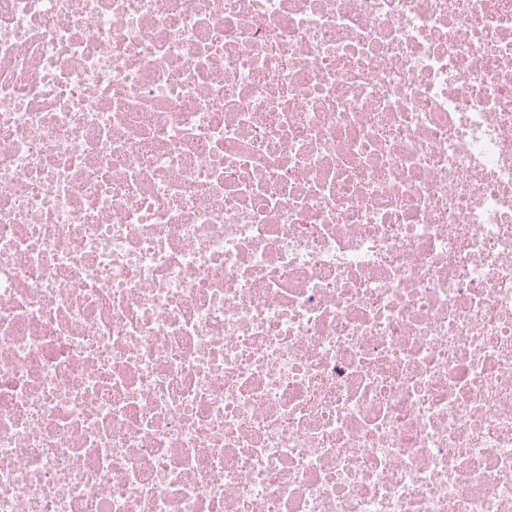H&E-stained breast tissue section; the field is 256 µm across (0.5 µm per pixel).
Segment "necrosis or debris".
<instances>
[{"instance_id":"4bbe7bcc","label":"necrosis or debris","mask_w":512,"mask_h":512,"mask_svg":"<svg viewBox=\"0 0 512 512\" xmlns=\"http://www.w3.org/2000/svg\"><path fill=\"white\" fill-rule=\"evenodd\" d=\"M0 512H512V0H0Z\"/></svg>"}]
</instances>
